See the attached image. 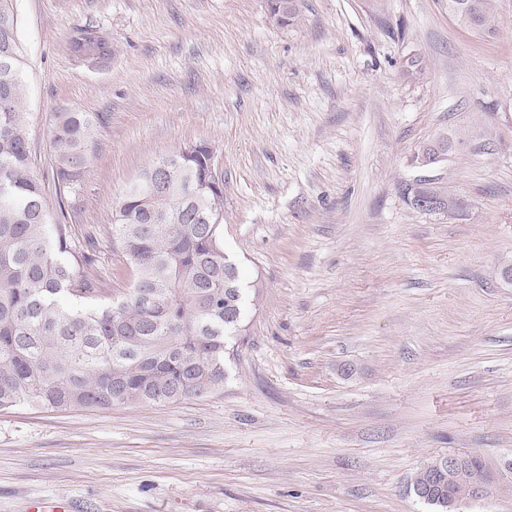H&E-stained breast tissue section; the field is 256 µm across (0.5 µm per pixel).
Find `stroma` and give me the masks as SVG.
Segmentation results:
<instances>
[{"label": "stroma", "instance_id": "stroma-1", "mask_svg": "<svg viewBox=\"0 0 512 512\" xmlns=\"http://www.w3.org/2000/svg\"><path fill=\"white\" fill-rule=\"evenodd\" d=\"M17 8L47 199L51 113L98 119L73 232L103 296L131 284L120 189L205 141L255 301L208 397L0 410V512H435L409 487L423 464L512 461V0L481 34L448 0H302L284 27L266 0ZM81 28L111 62L72 56ZM425 188L461 209L416 208Z\"/></svg>", "mask_w": 512, "mask_h": 512}]
</instances>
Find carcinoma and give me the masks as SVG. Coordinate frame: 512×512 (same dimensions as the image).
Instances as JSON below:
<instances>
[{
	"label": "carcinoma",
	"instance_id": "1",
	"mask_svg": "<svg viewBox=\"0 0 512 512\" xmlns=\"http://www.w3.org/2000/svg\"><path fill=\"white\" fill-rule=\"evenodd\" d=\"M491 32L495 0H471ZM16 0H0V409H110L175 404L224 386L228 344L246 331L249 293L238 265L224 264V225L213 208L224 178L210 150L177 149L127 184L112 208V252L134 273L119 298L97 296L88 247L75 240L64 207L82 195L94 157L95 123L63 109L49 121V150L61 217L51 215L33 158ZM77 59L109 61L98 32L70 42ZM461 474H440L435 458L410 488L448 512V488L480 482L490 465L468 455Z\"/></svg>",
	"mask_w": 512,
	"mask_h": 512
}]
</instances>
